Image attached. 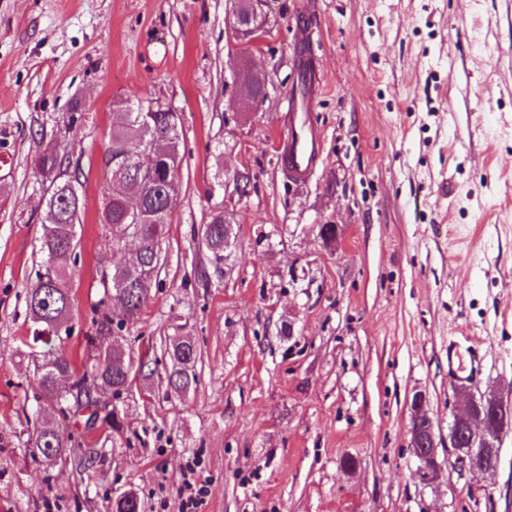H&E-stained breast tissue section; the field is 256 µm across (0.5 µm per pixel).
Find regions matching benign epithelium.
Here are the masks:
<instances>
[{"label":"benign epithelium","instance_id":"1","mask_svg":"<svg viewBox=\"0 0 512 512\" xmlns=\"http://www.w3.org/2000/svg\"><path fill=\"white\" fill-rule=\"evenodd\" d=\"M231 9L228 24L232 35L245 43L257 42L266 33L268 0H247L249 17L258 19L253 24L245 21L241 13L242 0H229ZM151 162L157 176L165 175L166 168L157 164L153 154V141L143 138L141 149L135 155L127 156L134 162L141 158ZM459 411L452 417L448 432V455L455 457L454 464L461 472L493 473L500 462L499 448H490L506 430L512 428V400L499 392L475 394L461 386L455 389ZM408 448L418 464V471L426 482L433 481L440 470L438 462L439 441L432 420L423 408V397L414 396L411 416L407 427Z\"/></svg>","mask_w":512,"mask_h":512}]
</instances>
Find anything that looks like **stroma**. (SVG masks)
Here are the masks:
<instances>
[{
	"instance_id": "1",
	"label": "stroma",
	"mask_w": 512,
	"mask_h": 512,
	"mask_svg": "<svg viewBox=\"0 0 512 512\" xmlns=\"http://www.w3.org/2000/svg\"><path fill=\"white\" fill-rule=\"evenodd\" d=\"M302 2L272 0L266 36L246 44L228 0H0V512H109L128 489L144 512H183L192 482L196 512H512V429L495 473L445 466L429 483L406 437L418 393L448 437L449 342L476 359L465 386L512 391V11L313 0L323 152L298 182L277 148ZM244 64L266 95L243 119L229 84ZM133 94L182 115L180 190L148 302L113 337L147 358L115 401L122 428L82 433L104 455L90 479L28 449L45 419L26 344L45 271L38 157L82 163L74 308L55 347L91 364L92 320L113 304L99 162L112 103ZM235 169L241 195L224 189ZM219 212L236 238L218 261L200 227ZM174 336L201 350L184 395L164 382Z\"/></svg>"
}]
</instances>
